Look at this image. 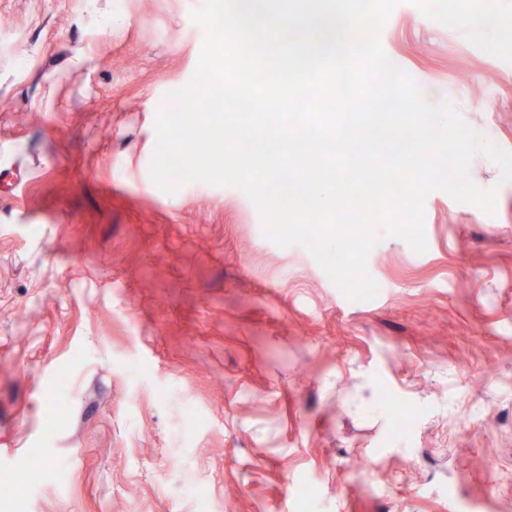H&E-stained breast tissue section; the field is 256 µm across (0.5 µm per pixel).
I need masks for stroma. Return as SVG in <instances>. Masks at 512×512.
<instances>
[{
  "label": "stroma",
  "mask_w": 512,
  "mask_h": 512,
  "mask_svg": "<svg viewBox=\"0 0 512 512\" xmlns=\"http://www.w3.org/2000/svg\"><path fill=\"white\" fill-rule=\"evenodd\" d=\"M201 0H0V512H512V181L435 190L349 299L241 190L168 194ZM387 56L512 152V63L408 4ZM413 412L404 433L390 409Z\"/></svg>",
  "instance_id": "stroma-1"
}]
</instances>
